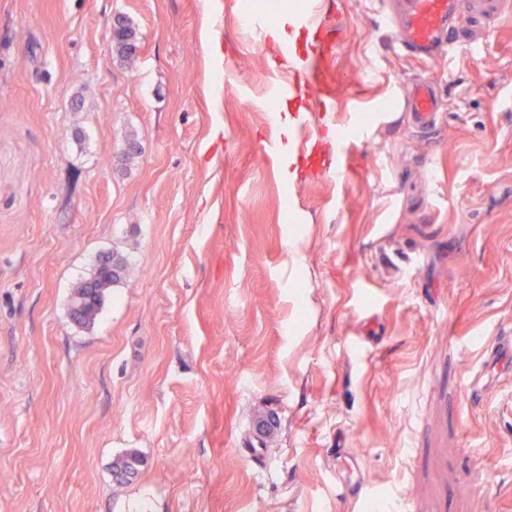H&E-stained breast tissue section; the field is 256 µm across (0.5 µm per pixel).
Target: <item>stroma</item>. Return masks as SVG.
<instances>
[{
  "mask_svg": "<svg viewBox=\"0 0 512 512\" xmlns=\"http://www.w3.org/2000/svg\"><path fill=\"white\" fill-rule=\"evenodd\" d=\"M281 2L0 0V512H512V376L467 391L512 333V14L470 0L481 58L425 63L321 0L352 170L292 181L246 27ZM112 40L118 46L121 53L131 56L136 49V32L124 20L117 21L113 25ZM404 111L419 122H431L438 112L436 87L428 82L413 85L404 97ZM124 267L120 258H116L114 255H112V259L109 256H103L98 260L92 276L86 281L105 283L106 288H109L111 284L120 280ZM483 353L487 367L499 365L501 362L512 358V337L496 336L485 346Z\"/></svg>",
  "mask_w": 512,
  "mask_h": 512,
  "instance_id": "35a3bbf8",
  "label": "stroma"
}]
</instances>
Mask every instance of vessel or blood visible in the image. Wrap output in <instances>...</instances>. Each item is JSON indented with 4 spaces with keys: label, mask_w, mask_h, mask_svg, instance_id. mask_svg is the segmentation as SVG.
<instances>
[{
    "label": "vessel or blood",
    "mask_w": 512,
    "mask_h": 512,
    "mask_svg": "<svg viewBox=\"0 0 512 512\" xmlns=\"http://www.w3.org/2000/svg\"><path fill=\"white\" fill-rule=\"evenodd\" d=\"M466 7L467 0H405L399 20L400 48L423 61L472 48V41L457 36V23ZM327 51V44L319 39L296 55L287 44H279L286 78L274 92L279 100L294 103L297 111L316 113L319 128L325 130L335 127L337 103L348 93L344 87L334 91L322 89L318 62ZM404 109L417 121L431 122L438 112L436 87L428 82L413 85L404 98ZM483 353L489 367L511 359L512 337H495Z\"/></svg>",
    "instance_id": "b4317fda"
}]
</instances>
